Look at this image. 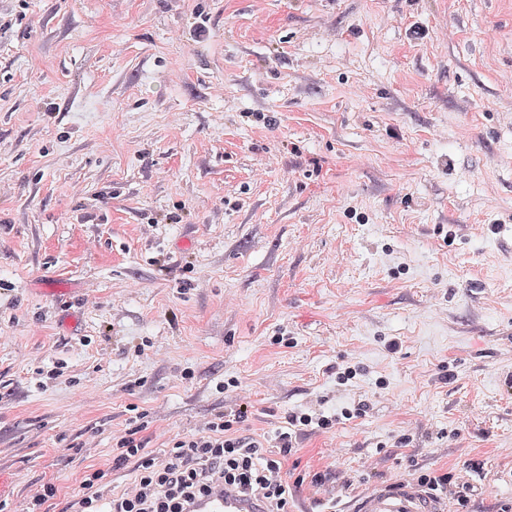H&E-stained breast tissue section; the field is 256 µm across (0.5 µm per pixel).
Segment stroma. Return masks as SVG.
<instances>
[{
    "label": "stroma",
    "mask_w": 512,
    "mask_h": 512,
    "mask_svg": "<svg viewBox=\"0 0 512 512\" xmlns=\"http://www.w3.org/2000/svg\"><path fill=\"white\" fill-rule=\"evenodd\" d=\"M1 9L0 512L129 483L133 405L155 455L290 432L288 512L474 461L446 512L512 502V0Z\"/></svg>",
    "instance_id": "obj_1"
}]
</instances>
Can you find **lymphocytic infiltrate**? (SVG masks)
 I'll list each match as a JSON object with an SVG mask.
<instances>
[{
    "label": "lymphocytic infiltrate",
    "instance_id": "1",
    "mask_svg": "<svg viewBox=\"0 0 512 512\" xmlns=\"http://www.w3.org/2000/svg\"><path fill=\"white\" fill-rule=\"evenodd\" d=\"M244 415L239 408L214 414L163 457L149 454L136 429H129L117 440L113 457L114 468L130 467L129 486L112 491L103 470H86L75 512H189L197 498L219 483L259 501L265 512H288L282 460L291 453L292 441L280 434L277 450L266 451L236 430Z\"/></svg>",
    "mask_w": 512,
    "mask_h": 512
}]
</instances>
